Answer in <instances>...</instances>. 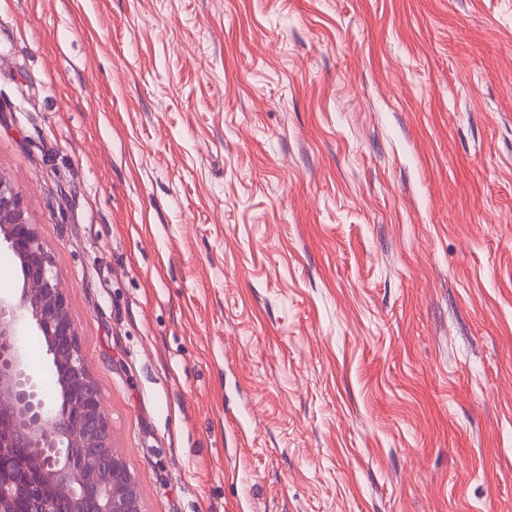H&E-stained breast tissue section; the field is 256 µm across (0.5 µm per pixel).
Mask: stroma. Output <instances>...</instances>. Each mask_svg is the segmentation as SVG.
<instances>
[{"instance_id":"35a3bbf8","label":"stroma","mask_w":512,"mask_h":512,"mask_svg":"<svg viewBox=\"0 0 512 512\" xmlns=\"http://www.w3.org/2000/svg\"><path fill=\"white\" fill-rule=\"evenodd\" d=\"M0 173L144 512H512V0H0Z\"/></svg>"}]
</instances>
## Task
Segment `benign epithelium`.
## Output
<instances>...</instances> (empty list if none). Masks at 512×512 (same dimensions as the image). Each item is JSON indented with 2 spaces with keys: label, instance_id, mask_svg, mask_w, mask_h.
<instances>
[{
  "label": "benign epithelium",
  "instance_id": "obj_1",
  "mask_svg": "<svg viewBox=\"0 0 512 512\" xmlns=\"http://www.w3.org/2000/svg\"><path fill=\"white\" fill-rule=\"evenodd\" d=\"M16 260L20 297L0 295V512H143L139 487L111 446L101 393L89 375L65 286L53 271L22 195L0 173V246ZM43 342L58 395L43 396L20 335ZM42 463L13 477L14 449Z\"/></svg>",
  "mask_w": 512,
  "mask_h": 512
}]
</instances>
